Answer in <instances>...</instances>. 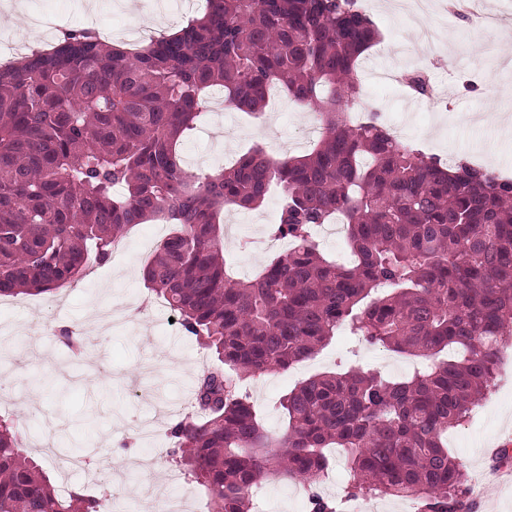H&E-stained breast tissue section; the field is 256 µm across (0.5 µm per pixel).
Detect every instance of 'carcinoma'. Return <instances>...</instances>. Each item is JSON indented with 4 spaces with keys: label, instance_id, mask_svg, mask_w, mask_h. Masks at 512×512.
<instances>
[{
    "label": "carcinoma",
    "instance_id": "carcinoma-1",
    "mask_svg": "<svg viewBox=\"0 0 512 512\" xmlns=\"http://www.w3.org/2000/svg\"><path fill=\"white\" fill-rule=\"evenodd\" d=\"M380 40L358 0H209L178 33L136 49L76 27L0 65V296L73 285L134 225H172L143 281L216 360L195 382L194 416L169 432V457L211 512H248L272 474L320 484L331 448L346 453L352 496L475 512L445 439L512 346V180L462 157L441 163L375 110L345 118ZM405 80L432 95L422 72ZM269 86L315 112L313 147L277 159L257 145L231 167L188 173L178 147L212 92L259 118ZM274 187V233L292 250L237 277L221 215L259 208ZM337 219L350 265L311 236ZM340 330L422 362L403 379L360 367L312 376L280 401L285 431L269 433L243 380L288 370ZM23 448L0 415V512H106L108 497L59 492Z\"/></svg>",
    "mask_w": 512,
    "mask_h": 512
}]
</instances>
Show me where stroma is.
I'll list each match as a JSON object with an SVG mask.
<instances>
[{"mask_svg":"<svg viewBox=\"0 0 512 512\" xmlns=\"http://www.w3.org/2000/svg\"><path fill=\"white\" fill-rule=\"evenodd\" d=\"M95 2V11L89 14L81 7L82 0H25L27 9L49 16L58 30L94 27L117 43L128 42L132 30L146 37L170 33L186 17L200 13L193 0H134L131 9L125 0ZM390 2L365 0L384 38L360 62L364 103L377 109L388 124L403 128L406 141L422 150L444 159L464 155L511 177L512 53L505 51L499 30L477 35L455 12L440 10L419 17L391 10ZM429 27L438 33L432 44L419 35ZM415 68L423 69L430 84L443 91L447 109L433 110L426 98L398 82V75ZM381 71L390 73V80L378 79ZM275 100L276 108L258 119L235 110L216 123L203 118L185 140L183 164L206 173L235 162L256 144L278 158L306 151L311 140L298 131L314 124L313 112L282 93ZM279 206L280 197L274 194L259 210L239 213L236 236L224 241L236 270L258 268L275 257V250L260 248L254 239L268 235ZM154 234V224L137 226L128 235L125 252L93 265L77 285L60 289L61 301L47 335L14 352L8 370L22 388L0 401V415L15 418L26 453L49 473L55 487L89 494L110 492L126 512H155L151 486L164 482L171 497L190 503V512H210L203 488L191 477L170 482L165 470L144 473L130 467L131 461L151 451L150 443L134 441L135 419L153 411L151 404L132 399L133 389L169 400L192 396L202 372L197 363L201 348L182 330L171 329L162 310L139 318L137 328L120 324L109 336L96 335L102 312L124 314L150 300L140 271L154 251ZM67 328L85 332L81 354L69 353L60 341V331ZM347 362L402 378L413 372L416 360L368 344L359 336L339 335L309 361L248 378L250 402L266 428L279 432L286 425L280 397L309 376L336 371ZM50 421L61 427L55 437L58 454L81 449L85 469L62 473L55 457L42 453L38 443ZM507 438L512 439V358L505 356L498 364L495 387L448 431V450L466 466L477 512H512V475L494 483L484 480L491 467V449ZM105 458L126 470L99 484L94 480L96 463ZM253 503L265 512H309L305 488L285 479H268Z\"/></svg>","mask_w":512,"mask_h":512,"instance_id":"stroma-1","label":"stroma"}]
</instances>
